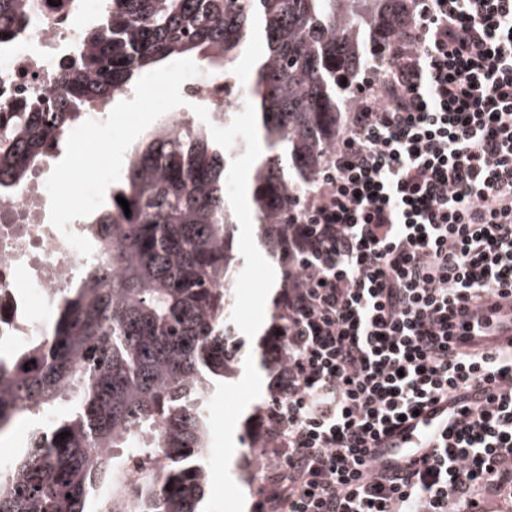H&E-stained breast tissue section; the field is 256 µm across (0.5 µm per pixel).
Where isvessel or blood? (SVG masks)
<instances>
[{"instance_id": "1", "label": "vessel or blood", "mask_w": 512, "mask_h": 512, "mask_svg": "<svg viewBox=\"0 0 512 512\" xmlns=\"http://www.w3.org/2000/svg\"><path fill=\"white\" fill-rule=\"evenodd\" d=\"M448 428V419L437 413H423L417 419L407 422L403 431L394 434L385 447L372 451V471L376 474L393 476L420 464L423 457L432 456V447H419L421 435Z\"/></svg>"}]
</instances>
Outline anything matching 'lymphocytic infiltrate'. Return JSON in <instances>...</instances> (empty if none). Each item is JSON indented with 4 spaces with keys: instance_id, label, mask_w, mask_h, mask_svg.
I'll return each instance as SVG.
<instances>
[{
    "instance_id": "f902f5d3",
    "label": "lymphocytic infiltrate",
    "mask_w": 512,
    "mask_h": 512,
    "mask_svg": "<svg viewBox=\"0 0 512 512\" xmlns=\"http://www.w3.org/2000/svg\"><path fill=\"white\" fill-rule=\"evenodd\" d=\"M355 92L291 216L258 508L490 512L512 502V344L473 339L512 303V0H412ZM440 401L433 457L371 476L381 438Z\"/></svg>"
}]
</instances>
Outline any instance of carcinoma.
<instances>
[{"mask_svg":"<svg viewBox=\"0 0 512 512\" xmlns=\"http://www.w3.org/2000/svg\"><path fill=\"white\" fill-rule=\"evenodd\" d=\"M27 2L0 0V40L23 31ZM104 2L105 20L84 29L62 82L41 91L58 110L10 113L0 198L145 68L195 54L230 77L260 41L243 94L262 146L248 192L257 243L283 266L297 196L319 176L371 49L406 23L407 0ZM231 160L208 126H163L92 213L102 260L60 292L53 329L0 362V433L25 415L50 417L0 474V512H107V486L112 512H200L210 377L236 362L231 285L242 261L225 196ZM157 452L164 461L143 467L125 497L123 458Z\"/></svg>","mask_w":512,"mask_h":512,"instance_id":"1","label":"carcinoma"}]
</instances>
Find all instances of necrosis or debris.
<instances>
[{
    "label": "necrosis or debris",
    "mask_w": 512,
    "mask_h": 512,
    "mask_svg": "<svg viewBox=\"0 0 512 512\" xmlns=\"http://www.w3.org/2000/svg\"><path fill=\"white\" fill-rule=\"evenodd\" d=\"M99 0H79L74 12L57 13L48 0H33L24 31L0 44V113L9 114L25 104L35 88L56 82L62 61L82 46L84 26L100 17ZM246 83L209 69L183 83L181 93L191 104L207 109L213 123L241 99ZM49 198L46 179L33 175L20 193L0 199V349L16 346L41 331L40 318L30 305L32 297L51 302L74 273L91 265L67 242L66 233L84 235L80 223L59 231L43 220ZM25 289H18V281Z\"/></svg>",
    "instance_id": "obj_1"
}]
</instances>
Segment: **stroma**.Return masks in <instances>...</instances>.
<instances>
[{
	"label": "stroma",
	"mask_w": 512,
	"mask_h": 512,
	"mask_svg": "<svg viewBox=\"0 0 512 512\" xmlns=\"http://www.w3.org/2000/svg\"><path fill=\"white\" fill-rule=\"evenodd\" d=\"M236 351L241 360L239 372L226 377L208 401L213 437L203 458L210 474L204 497L206 512H241V505H254L262 490L270 487L274 473L275 459L268 455L261 461L257 482L245 483L235 475L237 462L250 455L248 446L241 441L244 428L251 417H264L276 373L271 363L256 368L260 357L257 341L237 335Z\"/></svg>",
	"instance_id": "obj_1"
}]
</instances>
